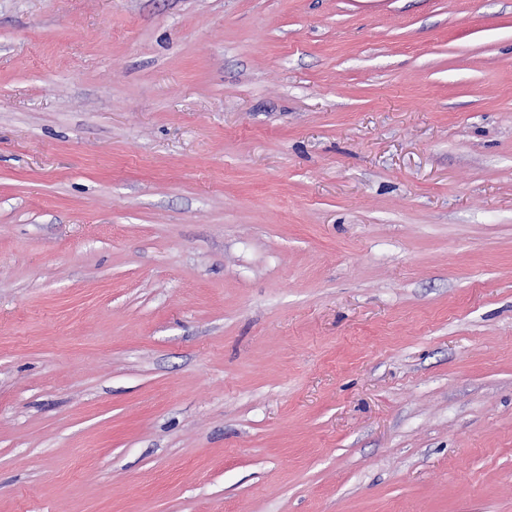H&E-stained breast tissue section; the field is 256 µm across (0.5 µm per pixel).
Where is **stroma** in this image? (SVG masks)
I'll list each match as a JSON object with an SVG mask.
<instances>
[{"instance_id":"35a3bbf8","label":"stroma","mask_w":512,"mask_h":512,"mask_svg":"<svg viewBox=\"0 0 512 512\" xmlns=\"http://www.w3.org/2000/svg\"><path fill=\"white\" fill-rule=\"evenodd\" d=\"M0 512H512V0H0Z\"/></svg>"}]
</instances>
